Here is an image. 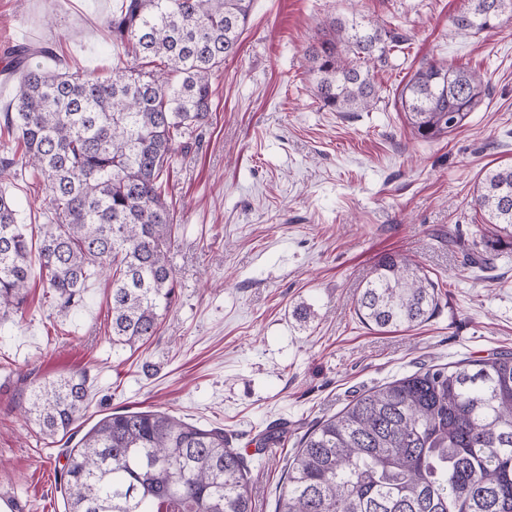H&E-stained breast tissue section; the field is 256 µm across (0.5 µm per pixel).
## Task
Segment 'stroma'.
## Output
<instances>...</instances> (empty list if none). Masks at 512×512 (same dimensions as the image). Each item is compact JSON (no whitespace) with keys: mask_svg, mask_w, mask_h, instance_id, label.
<instances>
[{"mask_svg":"<svg viewBox=\"0 0 512 512\" xmlns=\"http://www.w3.org/2000/svg\"><path fill=\"white\" fill-rule=\"evenodd\" d=\"M467 0H254L239 54L212 78V112L170 170L175 296L156 336L112 345L109 283L57 311L32 268L28 303L0 320V493L15 510L65 512L66 440H46L22 412L32 384L84 373L86 409L73 434L104 416L161 408L220 427L247 458L255 512H274L283 465L306 432L370 388L432 364L512 352V247L487 273L463 263L449 235L494 234L473 206L478 176L512 163V16L458 35ZM120 0H0V113L17 76L5 56L46 48L49 70L108 74L117 50L103 24ZM334 16L380 23L404 38L374 71L368 112L320 108L305 52ZM425 60L481 73L489 95L448 137L414 136L398 95ZM21 223L47 221L45 182L24 165L0 178ZM411 255L439 283L435 315L387 332L360 322L355 300L377 258ZM277 448L257 450L267 427Z\"/></svg>","mask_w":512,"mask_h":512,"instance_id":"obj_1","label":"stroma"}]
</instances>
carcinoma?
Listing matches in <instances>:
<instances>
[{
    "mask_svg": "<svg viewBox=\"0 0 512 512\" xmlns=\"http://www.w3.org/2000/svg\"><path fill=\"white\" fill-rule=\"evenodd\" d=\"M253 0H122L104 19L123 58L109 75L47 70L41 47L12 52L19 70L0 116L15 145L0 143V177L19 163L47 183L48 223L37 252L11 197L0 192V314L27 302L32 262L58 311L78 308L91 275L110 278L112 345L136 349L171 307L167 203L173 159L211 112V76L241 46ZM512 0H468L452 17L459 34L496 29ZM404 39L379 25L325 24L306 53L320 104L369 112L382 88L372 68ZM489 94L480 73L422 63L400 93L414 133L448 136ZM474 206L512 238V164L487 169ZM510 245L473 242L465 264L484 272ZM438 283L398 253H384L356 299L378 329L429 320ZM84 374L48 380L26 398V420L67 435L88 395ZM284 431L269 427L258 446ZM65 512H254L245 457L219 428L201 429L159 408L100 419L66 452ZM276 512H512V353L426 366L373 387L317 423L289 462Z\"/></svg>",
    "mask_w": 512,
    "mask_h": 512,
    "instance_id": "obj_1",
    "label": "carcinoma"
}]
</instances>
